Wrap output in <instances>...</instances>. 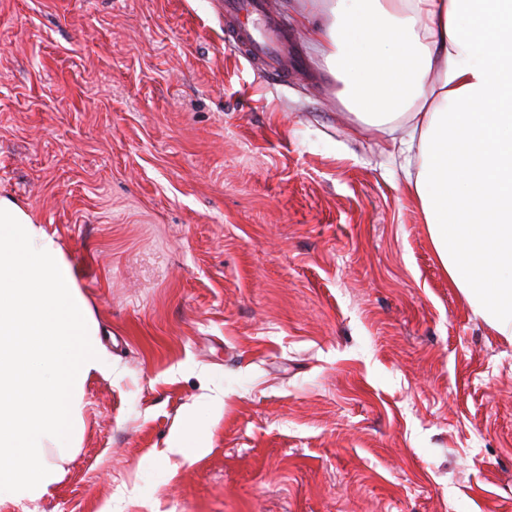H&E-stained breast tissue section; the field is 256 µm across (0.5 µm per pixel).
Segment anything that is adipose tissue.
<instances>
[{
    "mask_svg": "<svg viewBox=\"0 0 512 512\" xmlns=\"http://www.w3.org/2000/svg\"><path fill=\"white\" fill-rule=\"evenodd\" d=\"M339 102L399 134L406 192L454 288L512 339V0H308ZM101 327L56 240L0 196V501L41 500L77 452Z\"/></svg>",
    "mask_w": 512,
    "mask_h": 512,
    "instance_id": "adipose-tissue-1",
    "label": "adipose tissue"
}]
</instances>
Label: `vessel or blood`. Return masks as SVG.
I'll list each match as a JSON object with an SVG mask.
<instances>
[{
    "mask_svg": "<svg viewBox=\"0 0 512 512\" xmlns=\"http://www.w3.org/2000/svg\"><path fill=\"white\" fill-rule=\"evenodd\" d=\"M225 44L244 58H259L267 74L287 79L303 70L300 57L289 56L288 41L278 22L263 9L262 0H223Z\"/></svg>",
    "mask_w": 512,
    "mask_h": 512,
    "instance_id": "obj_1",
    "label": "vessel or blood"
}]
</instances>
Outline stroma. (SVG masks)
<instances>
[{"instance_id": "obj_1", "label": "stroma", "mask_w": 512, "mask_h": 512, "mask_svg": "<svg viewBox=\"0 0 512 512\" xmlns=\"http://www.w3.org/2000/svg\"><path fill=\"white\" fill-rule=\"evenodd\" d=\"M340 88L230 51L217 0H0V195L112 367L61 481L0 512H512V340Z\"/></svg>"}]
</instances>
